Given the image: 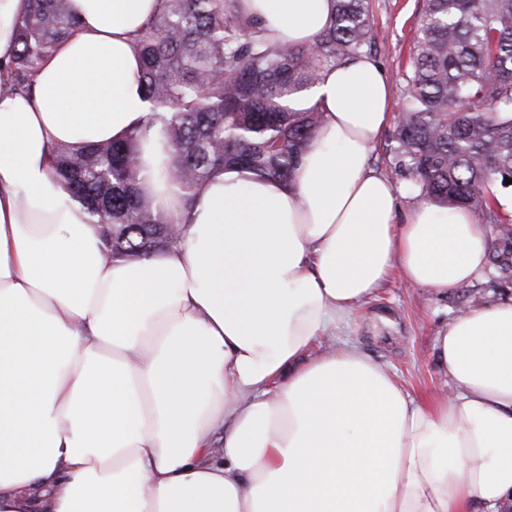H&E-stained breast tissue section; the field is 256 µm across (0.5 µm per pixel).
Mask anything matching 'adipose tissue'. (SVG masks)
Instances as JSON below:
<instances>
[{
  "mask_svg": "<svg viewBox=\"0 0 512 512\" xmlns=\"http://www.w3.org/2000/svg\"><path fill=\"white\" fill-rule=\"evenodd\" d=\"M81 25L32 94L0 79V512H502L512 505V298L437 331L426 404L352 345L324 348L393 270L445 294L488 266L467 208H401L370 164L395 118L360 55L301 107L323 125L294 178L222 170L185 203L144 186L178 243L110 259L51 148L145 125L137 32L158 0H69ZM312 45L336 0H236Z\"/></svg>",
  "mask_w": 512,
  "mask_h": 512,
  "instance_id": "1",
  "label": "adipose tissue"
}]
</instances>
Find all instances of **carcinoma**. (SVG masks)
<instances>
[{
    "instance_id": "carcinoma-1",
    "label": "carcinoma",
    "mask_w": 512,
    "mask_h": 512,
    "mask_svg": "<svg viewBox=\"0 0 512 512\" xmlns=\"http://www.w3.org/2000/svg\"><path fill=\"white\" fill-rule=\"evenodd\" d=\"M5 68L11 89L33 91L42 60L77 31L68 0H28ZM232 0H160L135 36L147 124L122 141L52 147L69 199L102 226L112 257L169 247L177 221L143 188V157L161 159L168 189L185 202L216 171L294 178L322 124L295 107L320 70L371 43L368 0H336L330 26L309 48L267 42ZM406 94L392 135L407 187L470 209L493 226V257L512 282V214L497 187L512 179V0H424ZM160 125L159 136L150 131Z\"/></svg>"
}]
</instances>
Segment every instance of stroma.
Listing matches in <instances>:
<instances>
[{
  "label": "stroma",
  "mask_w": 512,
  "mask_h": 512,
  "mask_svg": "<svg viewBox=\"0 0 512 512\" xmlns=\"http://www.w3.org/2000/svg\"><path fill=\"white\" fill-rule=\"evenodd\" d=\"M373 23V57L388 73L393 108L401 110L408 56L415 42L423 0H369ZM482 294L492 302L512 296L503 286L496 264L473 284L443 296L428 288H412L392 272L375 296L337 324L335 343H349L385 364L414 397L426 400L442 387L434 370V336L440 322L449 320L467 306L469 294Z\"/></svg>",
  "instance_id": "stroma-1"
}]
</instances>
